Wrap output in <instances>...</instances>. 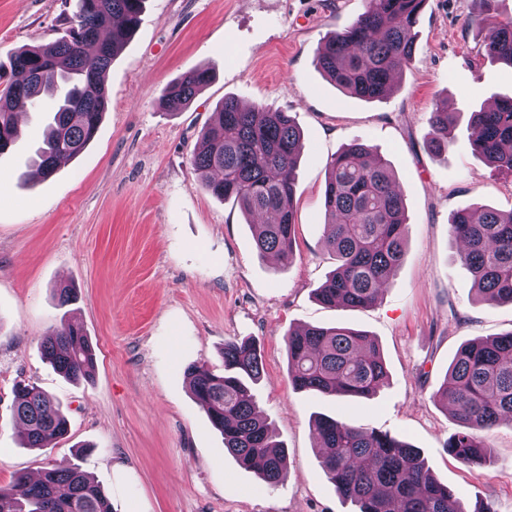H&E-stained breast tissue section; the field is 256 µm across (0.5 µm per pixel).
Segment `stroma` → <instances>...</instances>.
<instances>
[{"label":"stroma","mask_w":512,"mask_h":512,"mask_svg":"<svg viewBox=\"0 0 512 512\" xmlns=\"http://www.w3.org/2000/svg\"><path fill=\"white\" fill-rule=\"evenodd\" d=\"M75 0H0V62L64 34ZM367 0H146L142 22L105 75L108 110L93 141L49 177L33 158L52 102L19 119L21 140L0 156V486L48 467L81 465L113 512H353L319 462L315 416L377 429L419 448L432 474L512 512V424L492 430L498 459L472 466L445 449L457 424L432 396L458 348L512 330V306L480 302L448 233L463 207L512 210V173L475 153L471 112L512 97V67L488 56L471 19L475 0H426L415 55L391 94L364 101L316 65L328 35ZM210 84L180 112L167 85L198 66ZM285 112L300 133L294 257L260 256L256 216L221 200L190 166L224 98ZM457 118L443 152L428 148L429 114ZM362 142L389 163L406 207L403 264L376 305L350 310L314 296L334 268L326 246L330 160ZM78 300L59 307L55 290ZM93 345L91 381L44 361L61 318ZM304 326H349L378 344L389 382L353 404L293 390L285 337ZM230 339L256 340L263 376L256 405L286 449V477L270 488L238 466L192 397L186 369L223 368ZM45 391L70 431L49 448H24L13 412L16 382Z\"/></svg>","instance_id":"35a3bbf8"}]
</instances>
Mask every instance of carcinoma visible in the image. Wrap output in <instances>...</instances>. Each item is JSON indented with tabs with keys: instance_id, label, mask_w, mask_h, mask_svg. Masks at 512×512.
Returning a JSON list of instances; mask_svg holds the SVG:
<instances>
[{
	"instance_id": "obj_1",
	"label": "carcinoma",
	"mask_w": 512,
	"mask_h": 512,
	"mask_svg": "<svg viewBox=\"0 0 512 512\" xmlns=\"http://www.w3.org/2000/svg\"><path fill=\"white\" fill-rule=\"evenodd\" d=\"M426 0H368L346 29L329 36L316 64L345 93L379 100L414 56L412 29ZM145 0H77L70 39L18 50L8 70L0 65V155L19 139L16 113L44 95L54 100L52 121L34 163L45 177L60 158L72 159L94 138L108 107L103 76L142 21ZM496 0H477L473 23L485 31L487 54L512 67V19L499 21ZM211 81L208 68L190 70L169 83L162 104L181 112ZM453 113L437 105L429 116L432 150L448 146ZM473 147L496 167L512 172V98L472 115ZM300 130L285 112L244 108L224 99L207 125L190 165L198 174H221L206 185L234 199L249 213L272 220L254 225L259 254L293 257V197ZM324 207L326 240L336 260L316 299L329 308L373 306L380 286L405 259V203L393 188L388 163L364 143L336 153L328 165ZM463 242L461 261L470 270L482 302L512 304V210L462 208L449 222ZM293 388L349 401L374 396L388 370L379 347L362 331L309 326L287 334ZM224 372L187 367L192 395L224 447L243 469L254 470L269 487L284 476L285 451L257 409L251 385L263 373L255 343L229 340L222 352ZM44 359L74 380L90 379L95 355L83 326L70 320L43 343ZM14 412L30 448H45L68 432L62 408L37 386L14 387ZM439 401L451 406L459 431L448 438V453L472 465L496 463L485 434L512 415V331L463 344L448 366ZM322 444L320 464L327 479L356 512H466L461 497L437 481L420 451L387 433L332 417L314 421ZM0 512H112L105 492L78 466L47 468L37 480L20 476L0 488Z\"/></svg>"
}]
</instances>
